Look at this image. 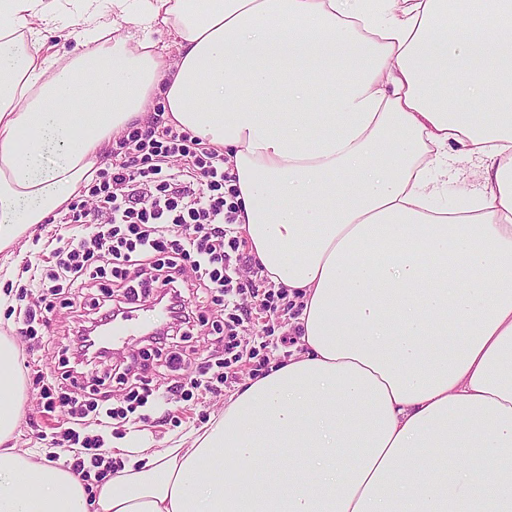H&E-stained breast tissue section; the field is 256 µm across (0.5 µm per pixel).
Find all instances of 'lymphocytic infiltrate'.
Segmentation results:
<instances>
[{"label": "lymphocytic infiltrate", "mask_w": 512, "mask_h": 512, "mask_svg": "<svg viewBox=\"0 0 512 512\" xmlns=\"http://www.w3.org/2000/svg\"><path fill=\"white\" fill-rule=\"evenodd\" d=\"M160 157L171 159V166L157 165ZM224 163L223 156L162 116H154L147 129L130 127L113 148L110 165L89 185L87 198L72 203V216L56 235L46 265L34 268L30 276L31 297L23 319L28 335H35L36 324L47 321L60 306L77 317L86 309L101 320L121 315L122 306L112 302V291L119 288L125 304L163 296L171 304L176 326L210 324L222 348L215 365L185 372L180 342L162 330L151 341L167 345L165 363L178 373L162 395H154L148 380L130 365L113 370L110 378H94L98 387L109 379L127 386L122 407L103 408L96 398L71 396V389H85L87 383L70 370L43 384L44 395L56 399L65 418L66 440L78 446L71 467L83 480H99L119 470L99 433L86 436L88 427L100 432L115 422H147L142 409L153 397L167 404L175 398L191 400L198 391L221 392L232 382L237 363L259 358L267 349V337H276L284 347L297 339L296 333L278 335L270 328L256 346L238 337L253 309L295 320L302 308L289 300L287 289L269 288L261 271L249 279L241 277L248 258L233 230L238 191ZM189 284L211 293L220 308L218 320L207 321L200 309L189 307L183 296ZM89 288L98 294L87 300L83 292Z\"/></svg>", "instance_id": "1"}]
</instances>
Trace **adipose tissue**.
I'll return each instance as SVG.
<instances>
[{
	"mask_svg": "<svg viewBox=\"0 0 512 512\" xmlns=\"http://www.w3.org/2000/svg\"><path fill=\"white\" fill-rule=\"evenodd\" d=\"M153 104L230 157L302 352L89 490L17 446L1 335L0 512H512V0H0V254ZM479 169L475 163H463L453 175L448 178L447 201L448 206L453 205L460 197V193L471 187H478L480 183Z\"/></svg>",
	"mask_w": 512,
	"mask_h": 512,
	"instance_id": "adipose-tissue-1",
	"label": "adipose tissue"
}]
</instances>
